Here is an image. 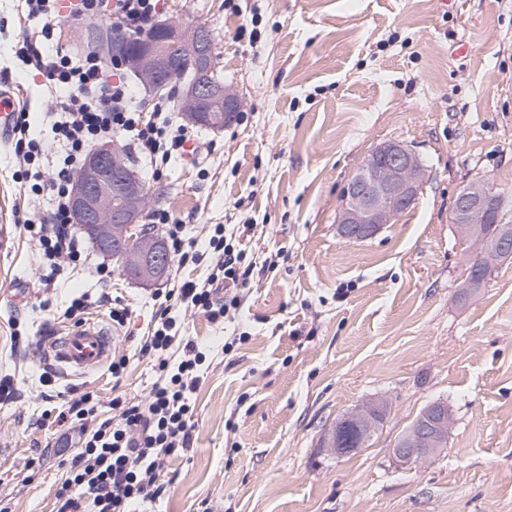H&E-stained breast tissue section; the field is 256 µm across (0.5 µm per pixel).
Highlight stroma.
I'll list each match as a JSON object with an SVG mask.
<instances>
[{"label":"stroma","instance_id":"obj_1","mask_svg":"<svg viewBox=\"0 0 512 512\" xmlns=\"http://www.w3.org/2000/svg\"><path fill=\"white\" fill-rule=\"evenodd\" d=\"M163 15L212 30L242 102L224 130L192 127L194 159L148 182L164 195L148 210L181 220L199 262L142 282L88 243L83 263L51 273L23 228L49 217L51 198L22 179L13 143L0 144V378L16 390L0 405L9 512L54 510L75 448L47 413L89 391L94 427L112 418L114 393L146 398L158 373L140 348L164 315L207 359L191 442L166 459L148 512H512V259L459 297L476 251L449 222L459 189L481 178L512 212V0H165ZM42 24L23 0H0V83L28 112L44 150L35 168L46 172L60 97L15 56L22 33ZM391 141L419 155L426 182L395 223L343 240L345 188ZM217 224L256 267L240 310L212 322L159 294L206 280ZM83 294L85 319L109 327L127 368L118 382L103 369L43 385L41 338L73 328L63 312ZM16 334L28 345L14 346ZM375 398L389 403L383 427L358 452L330 454L332 425ZM435 401L452 414L444 453L396 466L393 444Z\"/></svg>","mask_w":512,"mask_h":512}]
</instances>
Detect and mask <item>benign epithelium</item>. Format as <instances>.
I'll return each instance as SVG.
<instances>
[{"label":"benign epithelium","instance_id":"1","mask_svg":"<svg viewBox=\"0 0 512 512\" xmlns=\"http://www.w3.org/2000/svg\"><path fill=\"white\" fill-rule=\"evenodd\" d=\"M159 37L132 42L112 34V53L124 58L127 67L154 92L169 85L174 50H179L193 71L181 95L183 111L195 125L219 129L232 124L240 111L237 93L211 77L213 52L207 29L188 34L178 23L160 20L153 24ZM427 176L422 160L407 146L387 142L376 147L349 181L336 224L346 241H362L392 224L414 202ZM145 184L124 160L114 141L103 142L90 151L72 181L71 207L74 222L106 252L114 253L128 274L151 281L169 267L170 256L157 243L140 219L145 210ZM505 200L487 179L472 181L457 193L451 223L481 247L485 240L480 226L499 221ZM493 259L512 258V230H503L490 245ZM388 403L375 400L344 416L357 425H381ZM448 405L430 404L391 449L401 468L440 456L448 431Z\"/></svg>","mask_w":512,"mask_h":512}]
</instances>
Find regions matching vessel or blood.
I'll use <instances>...</instances> for the list:
<instances>
[{
    "mask_svg": "<svg viewBox=\"0 0 512 512\" xmlns=\"http://www.w3.org/2000/svg\"><path fill=\"white\" fill-rule=\"evenodd\" d=\"M17 108L8 85H0V141L12 133ZM112 353V332L95 321L75 327L66 335L55 337L51 357L60 369H72L85 375L100 368Z\"/></svg>",
    "mask_w": 512,
    "mask_h": 512,
    "instance_id": "vessel-or-blood-1",
    "label": "vessel or blood"
}]
</instances>
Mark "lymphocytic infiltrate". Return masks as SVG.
<instances>
[{
    "instance_id": "1",
    "label": "lymphocytic infiltrate",
    "mask_w": 512,
    "mask_h": 512,
    "mask_svg": "<svg viewBox=\"0 0 512 512\" xmlns=\"http://www.w3.org/2000/svg\"><path fill=\"white\" fill-rule=\"evenodd\" d=\"M25 2L28 15L47 17L48 22L23 37L18 54L50 87L67 92L53 126L62 150L49 182L53 212L49 221L24 225L38 236L44 259L55 273L83 254L70 229V195L74 174L91 145L108 136H124L157 179L171 157L184 151L189 136L174 126L165 101L155 102L151 116L139 112L120 66L108 70L95 54L76 58L63 48L62 35L52 23L60 14V0ZM163 9L162 0H74L71 16H106L116 28L137 35ZM209 246L216 263L206 284L183 282L177 296L215 322L240 308L251 282L246 256L227 241L223 226H215ZM172 328L171 320L162 321L141 348L142 354L154 358L159 372L146 400L113 397L117 421L94 428L84 421L94 410L92 393L72 398L67 410L59 413V421H70L78 435L77 449L55 495L54 512H136L158 497L157 478L165 460L191 440L189 397L201 381L206 360L194 341L177 338Z\"/></svg>"
}]
</instances>
